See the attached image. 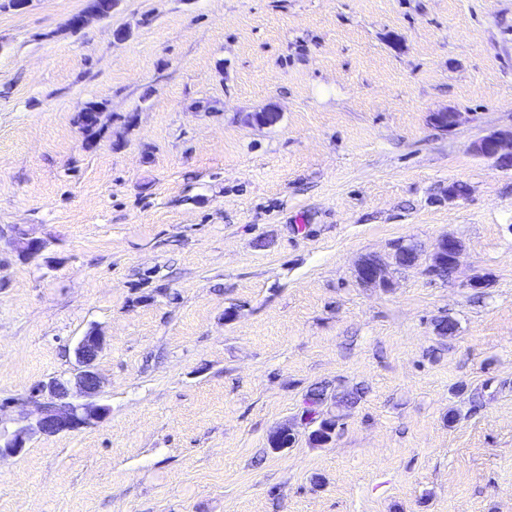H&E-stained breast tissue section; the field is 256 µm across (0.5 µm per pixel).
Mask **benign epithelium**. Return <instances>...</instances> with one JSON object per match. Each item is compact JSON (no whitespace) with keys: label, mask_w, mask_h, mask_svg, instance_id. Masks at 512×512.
Here are the masks:
<instances>
[{"label":"benign epithelium","mask_w":512,"mask_h":512,"mask_svg":"<svg viewBox=\"0 0 512 512\" xmlns=\"http://www.w3.org/2000/svg\"><path fill=\"white\" fill-rule=\"evenodd\" d=\"M117 5L115 0H103L96 9L86 8L70 18L72 25L81 27L91 18H107ZM471 151L496 161L501 168L512 167V133H493L470 145ZM453 255L454 265L463 257L461 243L454 237L445 236L437 244L429 272L435 273L446 265L448 255ZM358 281L367 286L388 288L391 286L387 265L378 257H367L356 267ZM105 345V337L95 328L87 331L74 348L75 361L71 369L60 376L51 377L33 386L22 400V405L33 410L21 414L20 427L11 434L0 433V460L17 457L27 443L37 436L56 435L93 426L103 421L109 408L99 403L103 379L96 361ZM314 426L309 441L317 446L324 445L332 438L336 420L319 414L308 421ZM294 440L292 428L280 426L269 435V445L274 450L288 447Z\"/></svg>","instance_id":"1"}]
</instances>
